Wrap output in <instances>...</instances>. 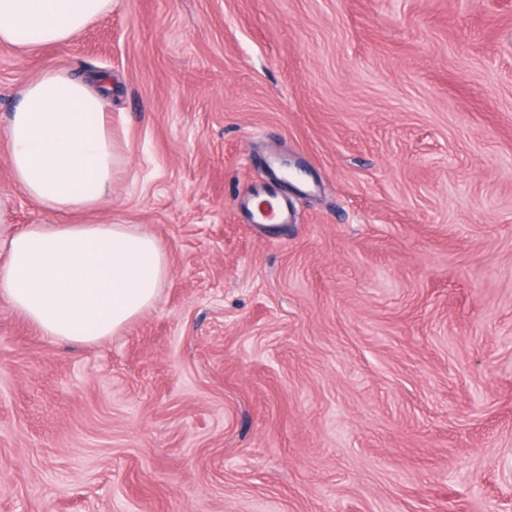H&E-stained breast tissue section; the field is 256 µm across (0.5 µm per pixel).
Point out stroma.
Segmentation results:
<instances>
[{"label": "stroma", "instance_id": "obj_1", "mask_svg": "<svg viewBox=\"0 0 512 512\" xmlns=\"http://www.w3.org/2000/svg\"><path fill=\"white\" fill-rule=\"evenodd\" d=\"M48 65L111 76L121 152L66 223L171 273L93 344L0 300V512H512V0H112L0 45V131ZM0 209L56 221L1 139Z\"/></svg>", "mask_w": 512, "mask_h": 512}]
</instances>
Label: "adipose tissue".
I'll list each match as a JSON object with an SVG mask.
<instances>
[{
  "label": "adipose tissue",
  "instance_id": "1",
  "mask_svg": "<svg viewBox=\"0 0 512 512\" xmlns=\"http://www.w3.org/2000/svg\"><path fill=\"white\" fill-rule=\"evenodd\" d=\"M112 0H0V43L67 41ZM112 82L47 68L21 91L4 136L17 186L55 213L95 207L116 166L105 94ZM170 275L167 254L126 224H31L10 237L0 299L45 338L89 344L119 334L153 306Z\"/></svg>",
  "mask_w": 512,
  "mask_h": 512
}]
</instances>
